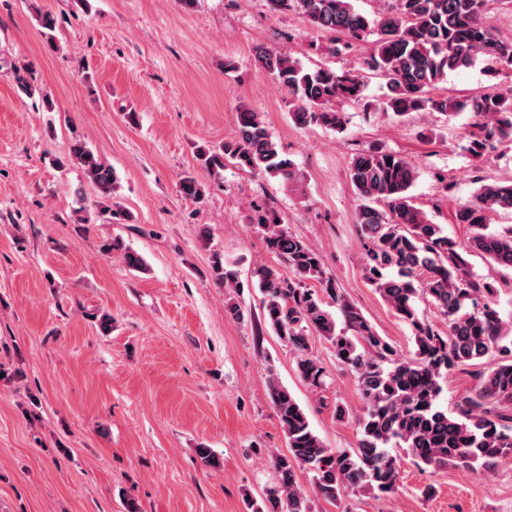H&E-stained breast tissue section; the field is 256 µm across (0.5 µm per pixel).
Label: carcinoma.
Returning <instances> with one entry per match:
<instances>
[{
    "mask_svg": "<svg viewBox=\"0 0 512 512\" xmlns=\"http://www.w3.org/2000/svg\"><path fill=\"white\" fill-rule=\"evenodd\" d=\"M274 13L295 10L316 35L315 50L336 53V41L357 44L372 35L356 69H309L300 59L260 46L255 60L288 93L291 118L301 126L341 133L346 119L340 101L365 98L368 73L386 80L385 109L397 117L414 112L451 115L470 110L479 117L470 132L468 151L477 160L498 147L512 148V88L493 83L463 99L438 93L448 73L469 68L475 59L496 79L512 68V38L500 37L486 22L493 5L512 0H393L390 11L371 17L355 0H268ZM209 177H223L225 164L255 175L299 180L260 113L238 111L236 135L219 146L197 150ZM66 161L78 165L104 201L112 199L119 179L115 170L86 143L74 141ZM350 180L360 201L356 221L365 251L364 276L396 315L413 330L407 356L369 323L326 276L319 253L293 235L273 209L259 206L253 222L267 249L283 269L261 265L252 276L263 294L265 322L296 352L295 371L307 385L325 386L326 369L309 352V337L330 342L336 359L357 376L364 404L361 439L351 450L326 447L288 388L272 378L269 397L287 441V452L271 456L277 475L263 498L248 501L252 512H311L310 498L297 485V471L312 473L316 497L334 506L360 488L385 497L398 488L402 461L433 469L461 468L485 474L512 456V427L499 409H512V323L497 308V288L472 276L465 254L476 252L512 269V225L493 228L491 214H512V180L479 181L471 200L455 210L454 221L470 228L461 243L433 223L413 202L410 189L416 168L392 151L364 148L352 158ZM183 196L199 200L205 183L193 171L179 179ZM105 250L123 251L126 266L146 270L143 258L117 240ZM216 280L237 287L234 272L214 254ZM322 286L327 298L313 289ZM425 297L448 323L439 330L422 318ZM335 306L343 326L329 310ZM487 358L494 366L476 373V389L455 412L441 407V381L453 368L476 366Z\"/></svg>",
    "mask_w": 512,
    "mask_h": 512,
    "instance_id": "1",
    "label": "carcinoma"
}]
</instances>
